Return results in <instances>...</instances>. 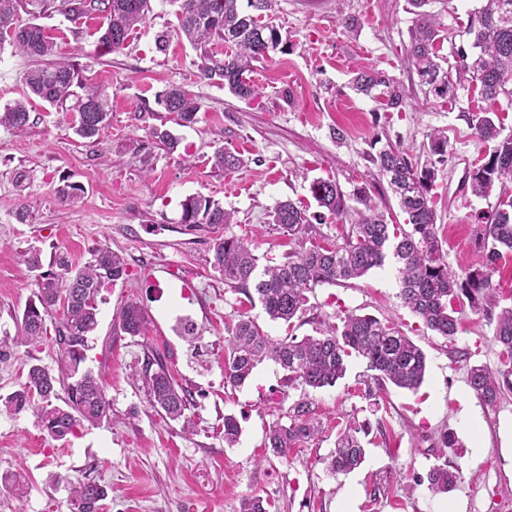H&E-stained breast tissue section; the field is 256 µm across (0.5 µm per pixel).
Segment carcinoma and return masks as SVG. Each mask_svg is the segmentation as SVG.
Here are the masks:
<instances>
[{"instance_id":"cac0c4a2","label":"carcinoma","mask_w":512,"mask_h":512,"mask_svg":"<svg viewBox=\"0 0 512 512\" xmlns=\"http://www.w3.org/2000/svg\"><path fill=\"white\" fill-rule=\"evenodd\" d=\"M179 31L199 54V70L203 78L222 82L239 97L257 94L251 81L254 63L267 59L283 42L280 29L262 13L272 9V0H248L254 10L245 14L238 10V0H175ZM428 0H408L416 15L409 31L407 59L415 68L426 93L448 100L460 87L469 84L482 99L495 104L501 97L512 98V0H486L468 17L465 34L471 36L467 55L445 67L448 59L438 55L437 42L441 30L434 16L424 10ZM43 11L65 10L73 14L99 11L103 14L99 43L104 53L121 49L132 31L143 24L150 12V0H39ZM23 0H0V41L10 38L15 49L31 58L25 82L30 93L53 106L70 103L77 114L75 132L84 139L99 136L110 118L109 102L103 89L90 88L79 95L74 88L82 86V65L53 62L54 43L48 31L34 22L19 21ZM224 42L226 51L219 58L207 49L213 40ZM356 93L370 97L383 109H397L404 104L399 83L379 70L358 73L352 80ZM165 111L173 115L174 124L187 127L196 121L199 109L196 99L180 88L168 90L160 100ZM495 109L470 112L465 120L473 137L488 146L482 164L469 175L473 196L489 199L499 190V205L477 216L481 229L478 249L481 260L474 266L456 272L448 267L447 254L438 237L437 214L432 206L431 191L437 165L445 162L448 137L436 130L429 135L427 161L413 162L409 151L400 145H386L370 161L376 176L387 182L406 215L405 224H390L370 195L361 186L355 195L359 207L354 209L357 221L343 242H310L303 245L305 235L330 215L348 214L336 181L318 178L310 184V193L318 206L326 209L308 217L294 203L281 202L270 212L271 225L301 244V250L288 253L284 261L258 269V257L247 240L236 236L230 227L232 213L214 198L196 193L181 203L180 223L204 224L224 229V235L213 242L214 269L224 276V283L245 296L248 302L259 300L272 321L291 323L307 300L306 293L328 284L336 285L364 276L369 270L384 265L388 256L399 264V298L404 307L419 317L431 331L445 338L458 332L456 306L468 302L476 313H483L493 325V339L500 347L499 366H471L467 384L486 406L498 405L512 394V306L493 313L500 286L494 280L499 263L512 258V131L495 122ZM30 112L23 101L0 110V126L22 132L29 125ZM152 138L174 152L181 140L167 129L154 127ZM215 165L226 171L238 169L240 156L221 149L214 155ZM64 203L80 199L84 190L73 183L55 189ZM58 271H47L36 280L35 299L26 306L17 322V335L0 337V360L8 357L11 346L37 344L46 333V319L53 315L63 298L68 306L56 327L58 376L44 366H29L19 389L0 396V412L18 414L26 409L36 411L41 427L53 439H62L84 423L99 425L112 419V407L103 386L92 371L79 372L85 361L84 350L90 334L97 328L96 299L104 284H114L126 276L124 258L103 245L91 251V258L73 266L64 254L54 260ZM120 329L130 336H142L147 318L136 303H128L118 316ZM366 366L365 396L376 398L389 384L399 389L416 391L422 385L426 355L413 340L390 321L374 316L349 313L341 324L328 325L318 336L280 340L269 337L243 312L227 327L224 337V379L232 386L242 385L257 365L272 361L288 371V383L304 388L333 387L343 378L350 359ZM141 375L153 406L160 408L172 421L185 428L192 425L189 411L191 394L180 387L171 374L165 357L151 353L143 363ZM67 391V401L57 405L56 385ZM290 423L272 427L265 447L273 456L288 458L299 443L315 437L318 423L311 417L306 402L295 404ZM362 426L349 424L336 437V446L325 460L326 470L333 475L347 474L365 461V449L359 434ZM240 436L237 419L224 416V444L234 446ZM458 467L447 464L433 466L418 483H427L434 493H447L462 481ZM109 496V487L96 481H77L69 498V512H98ZM268 501L259 495L241 499L238 512H267Z\"/></svg>"}]
</instances>
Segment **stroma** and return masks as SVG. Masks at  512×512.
<instances>
[{"label": "stroma", "mask_w": 512, "mask_h": 512, "mask_svg": "<svg viewBox=\"0 0 512 512\" xmlns=\"http://www.w3.org/2000/svg\"><path fill=\"white\" fill-rule=\"evenodd\" d=\"M482 4L430 0L427 10L446 36L441 56ZM176 10L172 0H151L145 24L110 54L99 44L100 12L23 15L52 35L56 58L84 65L90 83L108 94L111 114L97 145L76 135L74 112L38 100L23 133L0 127V336L15 334L36 290V273L25 262L30 251H40L46 268L59 251L80 265L104 244L124 257L127 275L98 294V327L84 362L102 379L111 421L55 440L33 410L0 415V476L21 475L27 488L19 496L0 483V512H67L80 479L111 487L102 512H237L249 494L266 498L268 512H512V397L487 407L467 385L469 366L498 365L499 347L482 315L464 309L454 340L438 336L402 306L388 265L346 285L318 286L291 323L274 322L213 268L212 231L179 221L185 197L212 196L232 211V232L251 243L260 264L279 262L298 243L270 225V212L287 200L315 212L309 186L331 178L347 206L367 184L386 218L403 223L387 181L369 179V157L381 143L424 155L429 134L440 130L448 137V160L433 190L438 235L449 266L468 268L479 259L473 216L492 206L456 192L485 155L464 119L481 109L478 91L459 89L450 105L426 97L407 63L413 21L407 0H274L288 43L255 64L258 94L249 98L201 77L197 52L172 33ZM348 15L359 20L356 33L340 24ZM165 30L171 36L161 51L155 39ZM31 65L12 46H0V108L24 98ZM371 68L399 82L406 98L401 111H384L351 89L354 72ZM172 87L189 91L199 105L191 126L175 127L160 103ZM159 125L175 129L180 151L168 152L150 137ZM220 149L241 153L244 167H215ZM65 180L84 189L76 205L55 196ZM129 302L146 314L147 335L132 337L116 326V313ZM352 311L394 321L424 351L427 371L418 391L389 388L372 411L355 391L365 370L355 358L342 380L318 390L289 384L286 372L267 361L243 385L225 383L224 336L238 313L282 339L316 335L324 322ZM183 318L194 335L182 334ZM46 328L43 342L18 346L0 362V394L19 389L30 364L56 369L55 319ZM153 350L165 355L193 397L190 430L152 407L133 376ZM302 399L321 432L287 458L273 457L265 435L289 424ZM228 414L241 427L230 448ZM353 417L384 422L385 429L371 431L359 468L331 476L323 461L335 448L338 424ZM444 430L459 445L445 459L464 478L452 492L435 495L416 479L438 464L436 440Z\"/></svg>", "instance_id": "35a3bbf8"}]
</instances>
